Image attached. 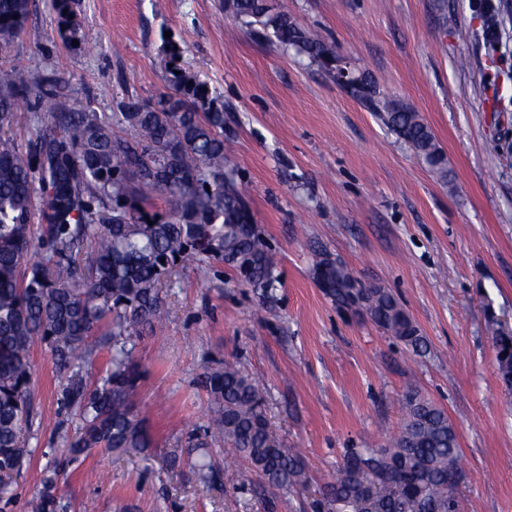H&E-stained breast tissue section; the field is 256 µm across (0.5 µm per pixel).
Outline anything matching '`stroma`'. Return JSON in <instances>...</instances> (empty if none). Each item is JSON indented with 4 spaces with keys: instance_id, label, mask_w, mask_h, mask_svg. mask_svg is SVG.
Here are the masks:
<instances>
[{
    "instance_id": "35a3bbf8",
    "label": "stroma",
    "mask_w": 512,
    "mask_h": 512,
    "mask_svg": "<svg viewBox=\"0 0 512 512\" xmlns=\"http://www.w3.org/2000/svg\"><path fill=\"white\" fill-rule=\"evenodd\" d=\"M319 29L356 74L420 113L447 159L432 170L317 64L259 41L224 0H74L82 46L66 47L52 0H30L0 62L51 74L66 108L118 111L166 89L165 33L181 64L221 94L224 136L254 220L280 260L263 291L223 266L187 265L163 294V330L144 332L134 403L156 442L148 456L95 448L59 476L69 512H267L260 476L237 467L203 484L161 453L202 423L204 366L244 367L267 390L272 429L300 455L308 485L276 512H313L346 449L387 444L413 393L447 412L461 448L464 512H512V388L496 333L512 335V23L495 44L479 0H279ZM468 31L460 40L459 31ZM323 252L364 286L389 289L428 342L414 353L315 280ZM35 453L11 502L25 512L63 447L62 378L35 343Z\"/></svg>"
}]
</instances>
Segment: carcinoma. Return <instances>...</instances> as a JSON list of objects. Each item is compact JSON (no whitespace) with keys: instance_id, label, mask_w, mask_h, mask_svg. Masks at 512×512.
<instances>
[{"instance_id":"obj_1","label":"carcinoma","mask_w":512,"mask_h":512,"mask_svg":"<svg viewBox=\"0 0 512 512\" xmlns=\"http://www.w3.org/2000/svg\"><path fill=\"white\" fill-rule=\"evenodd\" d=\"M66 42L78 39L73 0H54ZM224 9L261 41L307 56L328 73L335 43L300 25L273 0H224ZM29 0H0V47L17 38ZM494 35L500 7L482 10ZM164 41L167 91L131 99L120 111L86 106L66 112L52 78L33 84L17 66H0V130L23 118L24 144L0 138V495L29 463L33 425L31 348L51 350L64 377L58 404L78 420L66 440L65 460L92 448L144 454L153 447L145 419L132 402L142 375L134 349L144 327L163 323L160 285L193 262L228 266L254 288L279 282L278 261L255 224L247 190L224 144V102L207 81L178 64L183 48ZM345 89L442 177L446 158L421 115L380 93L364 77ZM32 111L17 112L22 97ZM316 281L338 307L350 308L351 271L322 253L312 257ZM362 310L413 350L425 339L396 297L367 288ZM498 374L512 385V336L495 337ZM100 349L103 375L89 376ZM209 410L191 430L186 448L168 452L203 483L212 466L193 459L199 449L224 444L262 478L268 507L307 482L299 456L269 425L266 397L249 373L224 360L200 376ZM463 478L458 434L448 413L418 396L405 405L400 432L383 448H349L327 485L317 512H461ZM30 512H67L57 464L47 467Z\"/></svg>"}]
</instances>
